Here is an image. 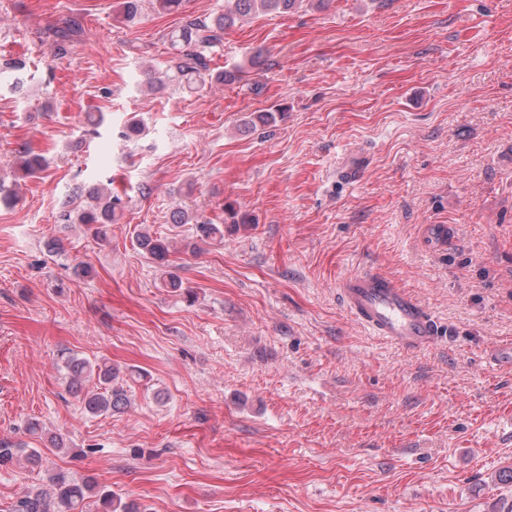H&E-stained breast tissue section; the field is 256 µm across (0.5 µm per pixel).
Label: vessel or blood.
<instances>
[{"instance_id": "1", "label": "vessel or blood", "mask_w": 512, "mask_h": 512, "mask_svg": "<svg viewBox=\"0 0 512 512\" xmlns=\"http://www.w3.org/2000/svg\"><path fill=\"white\" fill-rule=\"evenodd\" d=\"M337 288L351 315L390 343L419 350L435 341L434 315L391 278L362 272L342 279Z\"/></svg>"}]
</instances>
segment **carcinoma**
Masks as SVG:
<instances>
[{"label": "carcinoma", "instance_id": "obj_1", "mask_svg": "<svg viewBox=\"0 0 512 512\" xmlns=\"http://www.w3.org/2000/svg\"><path fill=\"white\" fill-rule=\"evenodd\" d=\"M304 0H224V12L210 21L190 20L169 36L171 59L162 76L156 79L158 84L164 81L187 83L189 89L199 90L207 83L219 82L232 84L243 78L240 67L213 71L211 59L206 49L220 44L224 32L239 22L260 15L286 14L302 5ZM23 63L14 61L0 67V75L12 79L11 87L16 89L22 83ZM44 168L43 159L21 150L20 169L26 176H33ZM90 202L79 207L71 198H64L60 206V218L68 223L74 221L86 227L96 239L106 240L105 227L117 221L116 208L121 198L105 194L100 189L89 191ZM200 240L224 242V225L198 224ZM137 248L156 263L168 261L172 241L152 236L141 231L136 235ZM69 376V387L81 396L84 409L91 415L119 412L128 402L127 391L119 385V372L112 365L92 363L75 356L63 360ZM27 453V460L34 466L40 462V454L34 448L25 449L19 444L0 439V467L14 465L19 454ZM49 487L33 486L9 507V512H50L51 503L57 502L68 512H75L90 499V493L96 488L97 481L88 477L81 482L75 481L64 471H56L48 477ZM95 512H138L134 503H124L112 491L107 490L93 501Z\"/></svg>", "mask_w": 512, "mask_h": 512}]
</instances>
